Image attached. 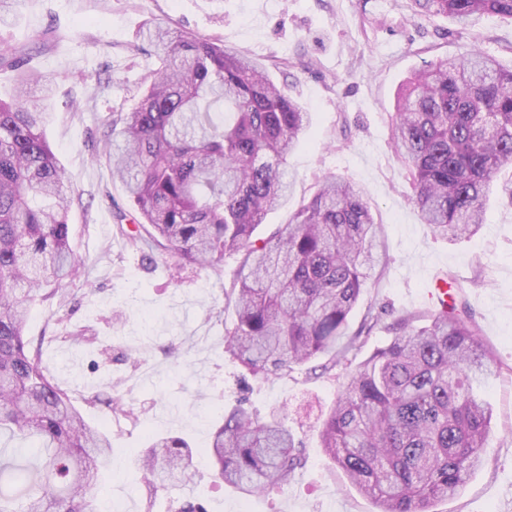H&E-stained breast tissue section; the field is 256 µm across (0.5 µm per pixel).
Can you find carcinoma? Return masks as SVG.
<instances>
[{
	"label": "carcinoma",
	"instance_id": "1",
	"mask_svg": "<svg viewBox=\"0 0 512 512\" xmlns=\"http://www.w3.org/2000/svg\"><path fill=\"white\" fill-rule=\"evenodd\" d=\"M423 15L477 23L512 20V0H414ZM138 105L102 135L135 216L129 243L151 261L164 249L182 262L223 272L235 308L224 352L253 377H280L320 360L354 364L320 430L321 448L379 512H432L459 494L484 465L493 409L484 393L494 357L477 325L451 304L414 325H392L385 347L357 362L379 315L366 310L350 331L370 272L380 262L379 224L365 191L327 177L267 240H253L288 198V156L310 113L244 52L221 38L173 32ZM15 95L0 98V512H95L91 491L112 458V436L89 424L43 367L24 334L30 306L52 302L79 261L70 245L71 198L45 135L53 78L27 67L20 51L0 53ZM35 86L43 95L28 99ZM393 146L413 180L422 223L442 238L469 239L483 227L490 185L512 165V68L478 51L412 73L391 116ZM288 414L261 417L238 401L203 449L224 485L250 494L288 484L302 452ZM189 443L155 434L138 458L151 484L192 473Z\"/></svg>",
	"mask_w": 512,
	"mask_h": 512
}]
</instances>
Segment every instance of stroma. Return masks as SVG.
I'll use <instances>...</instances> for the list:
<instances>
[{"label": "stroma", "instance_id": "stroma-1", "mask_svg": "<svg viewBox=\"0 0 512 512\" xmlns=\"http://www.w3.org/2000/svg\"><path fill=\"white\" fill-rule=\"evenodd\" d=\"M12 25L0 28V49L25 50L30 64L54 78L55 107L46 137L65 171L70 238L81 262L53 303L35 305L25 334L39 342L42 364L67 389L86 421L112 434V461L98 505L119 512H176L188 496L208 512H376L324 454L318 430L345 381L344 368L314 375L295 368L279 378L244 376L224 352L233 310L224 306L240 259H224L222 274L179 267L156 253L146 261L121 236L116 206H128L112 180V165L92 148L117 114L137 102L158 49L143 35L153 22L201 37L218 36L246 51L312 116L288 160L292 187L256 234L287 223L328 175L362 185L380 225L384 263L373 270L353 312L358 327L367 306L382 319L364 353L386 345L394 319L424 316L429 285L453 278L497 374L485 391L495 418L485 464L461 494L436 512H512V197L491 194L485 223L471 239L446 240L422 224L411 203L407 170L391 139L397 90L415 70L471 47L512 68V21L484 19L464 27L444 16H423L410 0H19ZM68 315L67 327L55 325ZM75 341L63 338L64 331ZM183 343L181 357L170 343ZM120 382L115 411L90 403ZM246 398L259 415L285 408L286 424L305 462L288 486L245 495L213 478L202 457L183 487L149 489L134 465L151 435L173 432L202 447L223 410Z\"/></svg>", "mask_w": 512, "mask_h": 512}]
</instances>
